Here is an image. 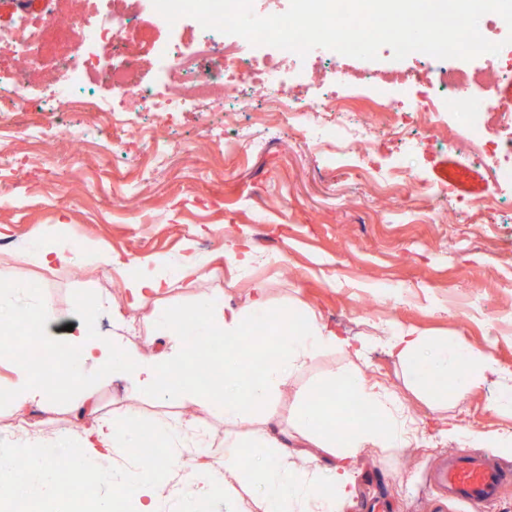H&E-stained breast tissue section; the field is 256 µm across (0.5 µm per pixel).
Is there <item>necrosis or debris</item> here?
Masks as SVG:
<instances>
[{"instance_id":"necrosis-or-debris-1","label":"necrosis or debris","mask_w":512,"mask_h":512,"mask_svg":"<svg viewBox=\"0 0 512 512\" xmlns=\"http://www.w3.org/2000/svg\"><path fill=\"white\" fill-rule=\"evenodd\" d=\"M75 2L74 16L61 19L41 12L32 25L1 30L0 43L14 44L23 48L26 56L34 57L44 48L39 29L56 27L86 48L85 53L60 58V71L102 74L134 112L146 110L159 115L179 112L198 99L210 96L220 99L229 89L243 85L262 98L265 111L287 114L289 124L309 133L323 131L327 117L335 116L336 132L327 137L326 143L338 153L355 152L371 135L369 124L356 121L357 109L351 98L339 94L303 99L290 91L280 72L294 60V52L284 50L278 58L260 63L253 59L247 40L238 37L226 41L218 38L213 29L198 28L195 54L182 61L163 84L149 86L136 82L138 61L132 56L121 57L109 70H100L88 52L89 46L121 43L128 25L138 17L139 0H116V8L92 24L85 21L89 0ZM411 58L418 63L419 70L405 75L404 92L421 124L433 128L445 115H454L465 128L464 135L456 141L457 149L468 153L473 162L489 169L498 180L512 184V100L491 94L474 98L470 90L476 75L461 67L457 59L440 60L421 52L412 53ZM203 59L209 60V68L200 67ZM354 80L367 87L370 112L390 115L391 133L406 135V124L401 113L393 109L385 79L366 72L355 75ZM442 89L447 92L443 98L438 95Z\"/></svg>"}]
</instances>
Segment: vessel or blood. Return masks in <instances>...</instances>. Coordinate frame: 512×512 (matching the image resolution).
Here are the masks:
<instances>
[{"label": "vessel or blood", "mask_w": 512, "mask_h": 512, "mask_svg": "<svg viewBox=\"0 0 512 512\" xmlns=\"http://www.w3.org/2000/svg\"><path fill=\"white\" fill-rule=\"evenodd\" d=\"M430 477L441 500L467 504L471 512H487L504 488L512 485V468L481 454L462 451L438 464Z\"/></svg>", "instance_id": "b4317fda"}]
</instances>
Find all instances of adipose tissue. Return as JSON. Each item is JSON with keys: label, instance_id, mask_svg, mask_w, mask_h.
Returning <instances> with one entry per match:
<instances>
[{"label": "adipose tissue", "instance_id": "1", "mask_svg": "<svg viewBox=\"0 0 512 512\" xmlns=\"http://www.w3.org/2000/svg\"><path fill=\"white\" fill-rule=\"evenodd\" d=\"M24 253L47 268L72 266L93 256L99 264L111 267L132 306L175 286L165 261L135 271L101 245L85 253L57 242L42 243L25 248ZM82 306L86 322L74 339L80 362L58 365L50 342L38 332L35 339L43 354L41 362L16 360L15 377L8 386V396L19 410L30 406L53 409L58 394L67 389L79 396L85 413L91 416L90 426L69 444V454L79 464L114 448L136 447L145 432L157 445L183 452L190 448L189 427L184 422L161 421L132 428L120 419L98 417L94 395L84 379L89 369L101 377L122 375L137 396L147 399L161 400L179 392L223 419L226 428L224 455L214 457L206 472L192 474L187 489L164 491L158 467H122L112 472L116 497L87 502L86 512H115L120 497L132 498L135 512H169L174 500L180 502L181 512H196V503L220 491L235 490L247 477L262 486L265 512H344L357 494L354 459L369 448H406L418 439V430L399 397L367 383L355 371L340 380H328L324 395L299 396L287 426L270 429L271 404L310 360L328 350L358 358L365 348L352 344L314 312L291 308L272 311L262 284L252 285L241 306L204 292L197 295L191 312H159L155 334L163 346L148 353L120 334L109 337L99 333L93 316L104 308L100 297L84 296ZM262 316L271 319L265 343L246 354L221 359L222 389L200 387L196 382L199 348L218 336L229 342L239 340ZM387 345L405 367L409 381L443 404L463 400L489 379L502 380L507 375L491 352L435 341L412 327H392ZM174 375L180 378L175 387L169 384ZM243 425L251 426L252 431L242 440L234 429ZM300 441L334 457L335 465L312 469L295 466V446ZM34 474L40 480L36 487L30 483ZM0 494L20 504L47 501L55 512H75L77 508L62 496L57 464L26 443L0 451Z\"/></svg>", "mask_w": 512, "mask_h": 512}]
</instances>
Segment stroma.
I'll use <instances>...</instances> for the list:
<instances>
[{
  "label": "stroma",
  "instance_id": "35a3bbf8",
  "mask_svg": "<svg viewBox=\"0 0 512 512\" xmlns=\"http://www.w3.org/2000/svg\"><path fill=\"white\" fill-rule=\"evenodd\" d=\"M126 38L128 47L143 55L165 40L177 52L186 50L176 33L148 12ZM352 66L395 73L410 63L394 59L387 46L373 61L351 64L331 56L300 64L290 88L305 94L308 77L319 72L329 90L343 89L344 73ZM96 94L119 111L124 126L148 128L149 137L117 133L108 116L56 111L36 93L26 100L25 111L0 107V266H12L17 281L55 311L49 336L67 340V325L80 322L79 300L100 295L111 303L97 317L102 334H111V309L118 306L135 327V343L143 346L153 339L156 307L189 309L198 290L223 294L240 305L250 281L262 282L273 309L313 308L343 335L372 343L363 360L331 350L309 362L282 393L276 424L287 425L297 394L319 388L333 374L356 369L382 382L402 398L420 441L406 450L367 449L354 464L359 495L348 512H363V504L375 497L387 502L389 512H432L438 493L430 469L441 456L461 449L438 436L440 417L491 435L512 431V411L495 408L502 388L495 381L444 410L420 397L403 366L386 352L384 330L397 322L435 340L489 348L512 368V287L504 282L512 270V189L499 186L455 148V130L418 127L412 133L414 149L388 136L348 157L317 146L277 114L263 112L256 98L238 124L225 123L223 109L239 103V91L229 92L224 107L203 103L164 121L150 112L123 111L106 83H97ZM32 122L56 127L58 133L32 141L26 134ZM79 126L88 143L74 158L64 131ZM243 127L256 147L240 142ZM372 157L395 169L398 179L377 186L362 170ZM147 168L152 174L146 178ZM425 186L443 189L444 197L421 195ZM492 194L500 195V206L485 212L480 223L449 227L444 214L452 204ZM243 238L258 255L246 280L238 279L224 256L226 247ZM38 241H61L78 250L99 243L136 268L162 257L176 272L188 262L198 287L174 289L161 301L132 310L109 267L49 270L16 260L19 249ZM95 400L103 416L131 409L138 422L147 423L188 415L198 429L210 432V447L183 456L182 474L202 469L224 452L223 419L190 407L186 398L142 400L128 382L110 378L97 381ZM84 421L71 399L64 398L54 411L39 412L28 427L0 399V448L15 447L35 427L63 456Z\"/></svg>",
  "mask_w": 512,
  "mask_h": 512
}]
</instances>
